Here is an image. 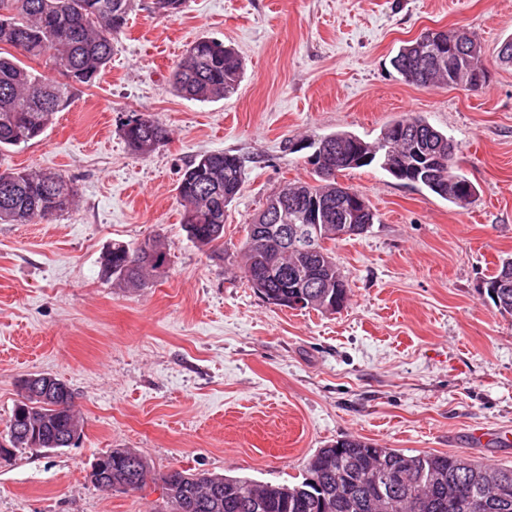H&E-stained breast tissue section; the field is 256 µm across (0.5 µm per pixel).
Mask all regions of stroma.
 Segmentation results:
<instances>
[{
    "mask_svg": "<svg viewBox=\"0 0 512 512\" xmlns=\"http://www.w3.org/2000/svg\"><path fill=\"white\" fill-rule=\"evenodd\" d=\"M446 29L481 43V90L418 87L393 68L404 43ZM511 36L512 0H186L169 17L134 0L100 80L29 146L0 151V171H58L78 193L51 223H0V512H168L171 469L291 485L347 436L512 465V316L484 289L512 255V65L498 59ZM201 37L242 62L237 90L217 101L172 86ZM136 114L170 132L146 157L123 135ZM418 116L453 142L471 202L374 166L340 172L376 215L335 245L346 307L292 310L251 288L245 226L269 196L312 181L310 142L370 141ZM216 151L239 156L245 179L211 254L182 231L177 187ZM148 237L170 247L164 270L136 290L104 275L112 242ZM41 373L72 389L83 435L10 447L18 384ZM112 448L147 459L144 489L92 484Z\"/></svg>",
    "mask_w": 512,
    "mask_h": 512,
    "instance_id": "obj_1",
    "label": "stroma"
}]
</instances>
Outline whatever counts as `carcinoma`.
I'll return each mask as SVG.
<instances>
[{"instance_id":"carcinoma-1","label":"carcinoma","mask_w":512,"mask_h":512,"mask_svg":"<svg viewBox=\"0 0 512 512\" xmlns=\"http://www.w3.org/2000/svg\"><path fill=\"white\" fill-rule=\"evenodd\" d=\"M133 0H0V44L9 45L30 59L48 57L59 78L49 79L16 57L0 55V147L27 145L41 136L59 112L72 102L73 91L97 82L112 58V38L127 24ZM185 0H153L155 12L174 15ZM443 45L424 46L414 39L402 46L392 65L402 78L420 87L446 84L459 86L460 74L467 67L457 31L441 34ZM241 74V62L235 51L223 43L201 38L186 50L173 71V86L183 97L200 101L222 99L233 92ZM124 137L139 155L152 153V142L168 139L169 131L152 116L136 131L123 130ZM428 143L430 151L443 156V167L435 174L406 178L418 182L431 193L457 206H464L476 195L475 185L455 170L454 153L448 151V136L420 117L395 120L386 125L378 138L387 141L392 152L414 162L410 155L416 136ZM340 139L343 155L340 170L356 169L359 164L349 155L372 142L348 132L338 131L322 140ZM456 181V191L440 189L447 179ZM244 184V165L240 157L224 152L204 154L184 171L178 186L184 212L182 228L190 241L200 247H215L224 237V208L240 193ZM77 191L62 173L43 170H5L0 172V222L6 224L50 223L75 204ZM325 199L338 206L347 193L336 180L318 183L298 182L267 199L264 211L286 199V211L280 224H306L305 204L312 198ZM270 224L251 220L242 246L243 273L256 287L258 271L266 269L269 257L264 242L270 240ZM320 252L314 259L292 250L283 252L279 262L288 265L295 280H329L335 284L330 296L338 307L348 300L349 285L336 263L334 252L326 246L336 240L329 227L321 231ZM168 263L166 244L148 237L131 246L114 242L104 257L108 275L129 289L141 288L146 277ZM512 282V257L500 260L497 269L485 281V289L498 311L512 315V288H500ZM295 294L289 284L270 275L265 299L277 306ZM55 396L41 401L30 396L28 425L14 429L9 420V441L14 448H65L75 431L83 430L73 410L74 395L59 380ZM130 448H112L103 472L90 473L91 482L109 489L112 481L123 480L140 489L150 474V465L142 461L131 471ZM372 465L389 473L404 470L402 481L393 490L389 512H413L409 501L425 497L424 512H448L442 502L448 500V482L463 491L456 512H512V466H488L455 454L419 452L406 454L391 448H379L360 437H349L321 448L310 459L307 476L298 484H260L246 477L174 469L162 477L169 512H371L367 503L374 489L358 485L355 472ZM434 471L443 482L434 488L426 485V474Z\"/></svg>"}]
</instances>
